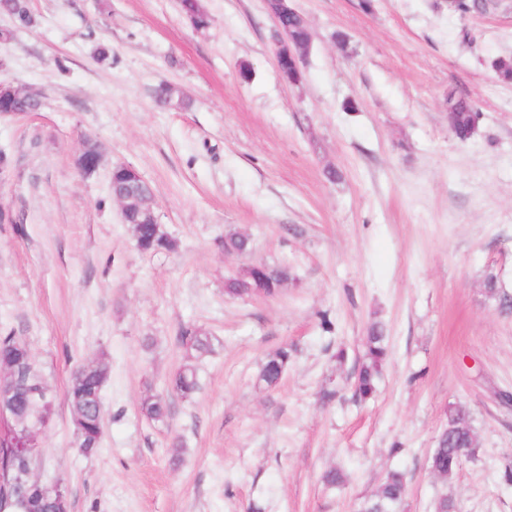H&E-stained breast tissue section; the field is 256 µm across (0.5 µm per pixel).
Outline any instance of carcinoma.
<instances>
[{"instance_id":"carcinoma-1","label":"carcinoma","mask_w":512,"mask_h":512,"mask_svg":"<svg viewBox=\"0 0 512 512\" xmlns=\"http://www.w3.org/2000/svg\"><path fill=\"white\" fill-rule=\"evenodd\" d=\"M487 7L488 4L481 0H459L454 13L464 18L483 12ZM0 10L9 12L21 23L30 21L25 0H0ZM279 23L280 29L273 31V37H278L283 31L294 41H310V33L300 15L291 12L281 14ZM479 120L480 112L467 97L452 95L448 129L458 139H470L478 129ZM126 220L134 224L133 238L139 250L160 254L175 248L174 240L161 230L160 225L138 224L133 213L128 214ZM250 249L251 241L247 236L239 233L224 236L225 252L244 254ZM290 279L292 273L286 265H264L260 270L248 267L224 282V295L231 298L258 294L273 297L278 294V286ZM177 343L187 351V355L169 380L167 392L190 401L199 390L197 365L192 363L191 357L199 358L211 353L212 343L207 333L189 327L178 331ZM28 349L26 340L14 330L0 333V357L18 363L16 391L11 399L0 402V411L15 421V432L28 427L25 442L39 447L52 421L55 395L50 392V386L42 373L31 372L25 360ZM291 356L292 349L286 346L269 354L261 368L259 380L268 387L277 386ZM386 357L384 327L374 323L356 372L355 395L358 398L366 400L373 395ZM108 370V364L103 358L77 366L66 392L74 433L86 454L98 450L102 427V391L108 379ZM140 411L146 418L159 422L168 417L169 404L164 395L147 393L140 400ZM475 448L477 436L468 413L460 407L451 408L448 410V423L430 456L429 469L435 476L449 482ZM37 460L36 456L27 461L0 459V499L12 501L14 512H53L51 499L40 489L31 488L24 494L11 485L13 476L27 473L34 468ZM406 494L407 481L404 474L392 471L371 497L359 503L358 512H398Z\"/></svg>"}]
</instances>
